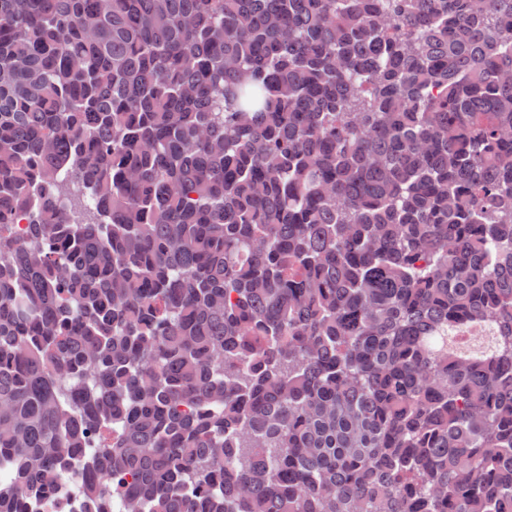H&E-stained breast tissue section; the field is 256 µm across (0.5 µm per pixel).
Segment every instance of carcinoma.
<instances>
[{
  "label": "carcinoma",
  "instance_id": "cac0c4a2",
  "mask_svg": "<svg viewBox=\"0 0 512 512\" xmlns=\"http://www.w3.org/2000/svg\"><path fill=\"white\" fill-rule=\"evenodd\" d=\"M510 73L512 0H0V512H512ZM85 500L71 485H63L55 491L37 492L29 496L28 512H86Z\"/></svg>",
  "mask_w": 512,
  "mask_h": 512
}]
</instances>
